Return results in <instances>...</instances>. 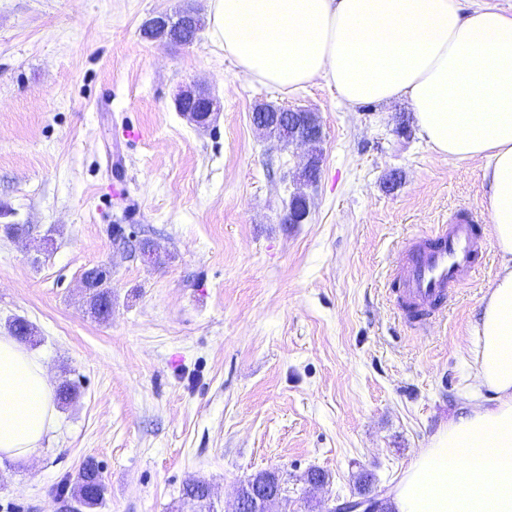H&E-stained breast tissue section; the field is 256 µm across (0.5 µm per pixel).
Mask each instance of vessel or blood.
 Returning a JSON list of instances; mask_svg holds the SVG:
<instances>
[{
  "label": "vessel or blood",
  "mask_w": 512,
  "mask_h": 512,
  "mask_svg": "<svg viewBox=\"0 0 512 512\" xmlns=\"http://www.w3.org/2000/svg\"><path fill=\"white\" fill-rule=\"evenodd\" d=\"M472 210L422 235L397 273L400 295L412 310L429 314L451 289L467 284L485 264L486 253Z\"/></svg>",
  "instance_id": "1"
}]
</instances>
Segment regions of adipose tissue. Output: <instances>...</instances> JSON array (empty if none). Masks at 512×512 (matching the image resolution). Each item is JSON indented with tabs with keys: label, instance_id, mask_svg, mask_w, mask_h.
<instances>
[{
	"label": "adipose tissue",
	"instance_id": "adipose-tissue-1",
	"mask_svg": "<svg viewBox=\"0 0 512 512\" xmlns=\"http://www.w3.org/2000/svg\"><path fill=\"white\" fill-rule=\"evenodd\" d=\"M214 43L276 89L323 79L355 107L406 101L435 152L481 164L500 270L471 326L476 369L390 491L393 512H512V15L459 0H208ZM42 362L0 336V458L54 422Z\"/></svg>",
	"mask_w": 512,
	"mask_h": 512
}]
</instances>
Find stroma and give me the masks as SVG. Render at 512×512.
I'll use <instances>...</instances> for the list:
<instances>
[{
    "label": "stroma",
    "instance_id": "obj_1",
    "mask_svg": "<svg viewBox=\"0 0 512 512\" xmlns=\"http://www.w3.org/2000/svg\"><path fill=\"white\" fill-rule=\"evenodd\" d=\"M187 2L206 13V0H0V222L32 229L0 240V334L26 318L51 384L79 391L37 454L0 461V512H71L89 458L105 484L95 512H190L192 479L230 512L263 470L287 483L279 512H322L360 470L391 488L470 381L471 324L498 272L478 164L430 150L408 104L244 80L206 29L186 46L142 37ZM192 85L221 100L210 127L175 109ZM260 102L320 117L304 223L280 221L304 150L254 129ZM463 207L486 268L446 320L415 326L389 267ZM117 226L156 261L119 248ZM97 266L105 320L82 287ZM313 468L324 485L305 482Z\"/></svg>",
    "mask_w": 512,
    "mask_h": 512
}]
</instances>
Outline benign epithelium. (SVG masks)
<instances>
[{
	"label": "benign epithelium",
	"mask_w": 512,
	"mask_h": 512,
	"mask_svg": "<svg viewBox=\"0 0 512 512\" xmlns=\"http://www.w3.org/2000/svg\"><path fill=\"white\" fill-rule=\"evenodd\" d=\"M199 15L186 16L180 20L179 31L172 32L171 19L160 14L149 20L142 28L143 37L181 45L192 41L200 26ZM176 109L190 122L199 127L211 124L212 117L220 111V101L203 89L184 90L175 99ZM316 113L303 107L274 108L260 104L251 116L254 128L288 145L295 144L306 149L305 161L298 175L295 195L286 214L281 217L285 224H300L309 214V197L305 188L311 185V173L319 172L320 144L323 140L322 128L312 136H294L296 123L310 120ZM286 498L283 485L272 482V477L264 472L255 474L248 484L237 488L234 512H275V505ZM351 505L349 512H385L384 491L374 487L365 493L345 500Z\"/></svg>",
	"instance_id": "benign-epithelium-1"
}]
</instances>
